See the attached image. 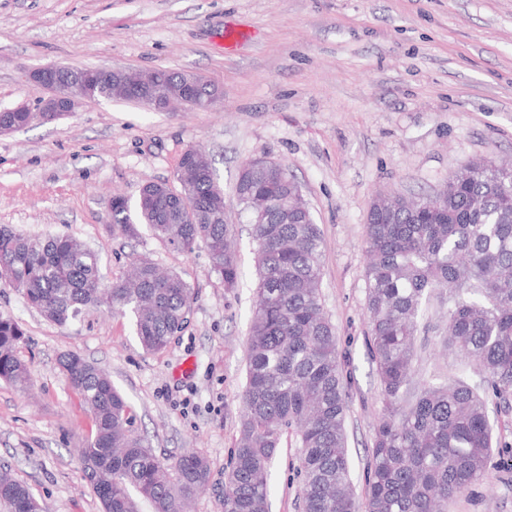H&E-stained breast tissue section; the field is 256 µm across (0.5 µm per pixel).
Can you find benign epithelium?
Segmentation results:
<instances>
[{
	"instance_id": "1",
	"label": "benign epithelium",
	"mask_w": 512,
	"mask_h": 512,
	"mask_svg": "<svg viewBox=\"0 0 512 512\" xmlns=\"http://www.w3.org/2000/svg\"><path fill=\"white\" fill-rule=\"evenodd\" d=\"M59 71V66L48 65L26 73L28 80L50 88L49 95L38 103L36 111L41 113L58 112L62 116L73 112L82 101L89 99L93 93V83L89 77L91 73L97 75L102 82L112 81L121 84L130 96L138 100L139 104L155 111L170 112L181 107L182 101L188 100L197 88L196 82L191 81L185 86L183 100H162L149 93L150 81L148 76L142 73L120 68H93L88 72L76 71L70 77L59 81L57 80Z\"/></svg>"
}]
</instances>
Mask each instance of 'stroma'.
<instances>
[{
    "label": "stroma",
    "instance_id": "1",
    "mask_svg": "<svg viewBox=\"0 0 512 512\" xmlns=\"http://www.w3.org/2000/svg\"><path fill=\"white\" fill-rule=\"evenodd\" d=\"M244 35L226 46L224 33ZM168 69L217 84L210 110L157 112L87 100L52 122L0 135V226L78 237L105 280L131 256L177 272L194 293L187 326L165 350L145 351L130 317L84 311L65 326L0 286V314L21 321L20 356L34 384L0 380V469L47 512H102L78 450L92 418L59 358L75 353L108 372L157 456L194 449L209 487L192 512H223L224 471L239 434L255 284L249 216L231 188L246 161L284 165L302 188L323 240L322 303L351 375L346 430L356 489L382 409L368 354L365 224L381 193L430 194L476 159H512V0H0V110L36 105L27 71ZM190 146L209 155L241 267L238 288L211 272L205 247L185 255L150 236L113 235L107 201L137 200L148 181H171ZM420 363L434 382L458 376L455 354L430 336ZM485 383L477 367L463 372ZM502 442L483 484L449 512H512V409H489ZM301 450L280 448L271 512H299Z\"/></svg>",
    "mask_w": 512,
    "mask_h": 512
}]
</instances>
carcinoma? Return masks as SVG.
Listing matches in <instances>:
<instances>
[{
  "instance_id": "carcinoma-1",
  "label": "carcinoma",
  "mask_w": 512,
  "mask_h": 512,
  "mask_svg": "<svg viewBox=\"0 0 512 512\" xmlns=\"http://www.w3.org/2000/svg\"><path fill=\"white\" fill-rule=\"evenodd\" d=\"M153 92L177 98L190 75L151 71ZM35 118L0 112L17 130ZM177 194L149 181L135 208L113 195L112 233L137 239L142 229L163 246L207 250L224 287L239 265L228 239L224 189L192 153L179 161ZM250 212L256 288L249 330L240 439L224 481V512H269L268 470L284 438L301 448L302 512H448V503L488 474L503 447L491 424V400L512 406V163L473 160L433 194L379 196L365 228L368 348L380 381L382 411L368 447L364 502L351 477L346 379L336 331L321 302L322 237L299 185L281 164H242L232 188ZM263 198V214L250 203ZM28 305L65 326L89 307L130 315L142 347L164 350L181 331L190 285L176 272L135 258L131 274L102 281L99 258L71 235L43 238L0 227V271ZM441 332L444 348L487 375L484 390L458 379L427 382L414 368L418 338ZM25 329L0 315V379L25 387L30 371L18 349ZM69 386L92 416L79 449L90 484L112 486L103 512H185L210 481L206 457L188 450L160 459L132 430L126 400L110 376L79 355L61 356ZM5 512H45L29 488L0 474Z\"/></svg>"
}]
</instances>
